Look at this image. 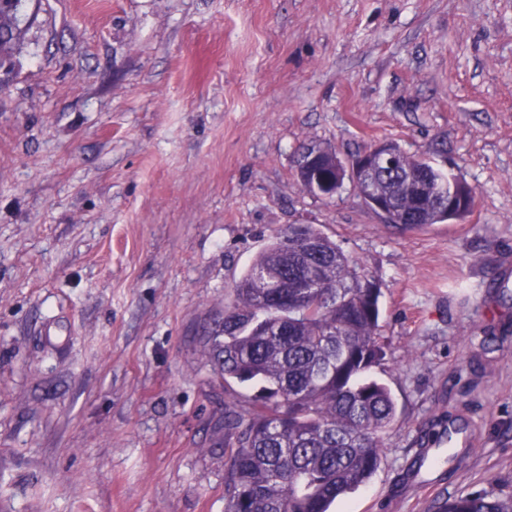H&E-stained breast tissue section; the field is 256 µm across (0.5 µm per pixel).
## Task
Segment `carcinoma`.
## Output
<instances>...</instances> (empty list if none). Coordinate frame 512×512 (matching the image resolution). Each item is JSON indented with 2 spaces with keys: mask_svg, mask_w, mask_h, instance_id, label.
<instances>
[{
  "mask_svg": "<svg viewBox=\"0 0 512 512\" xmlns=\"http://www.w3.org/2000/svg\"><path fill=\"white\" fill-rule=\"evenodd\" d=\"M25 2L0 0L1 87L23 39ZM475 199L466 181L398 146L395 166L378 168L363 205L390 202L384 222L422 227L465 220ZM235 295L203 343L225 383L258 385L245 413L225 406V512H330L379 469L396 418L390 389L371 376L387 348L380 289L321 229L290 224ZM443 512H512V494L461 493Z\"/></svg>",
  "mask_w": 512,
  "mask_h": 512,
  "instance_id": "1",
  "label": "carcinoma"
}]
</instances>
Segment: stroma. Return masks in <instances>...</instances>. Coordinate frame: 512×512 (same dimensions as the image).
<instances>
[{
    "label": "stroma",
    "instance_id": "obj_1",
    "mask_svg": "<svg viewBox=\"0 0 512 512\" xmlns=\"http://www.w3.org/2000/svg\"><path fill=\"white\" fill-rule=\"evenodd\" d=\"M0 88V512H224L202 354L291 224L381 290L397 404L333 512L512 491V0H28ZM395 141L475 188L387 225L295 176L304 144ZM459 426L454 449L432 432Z\"/></svg>",
    "mask_w": 512,
    "mask_h": 512
}]
</instances>
